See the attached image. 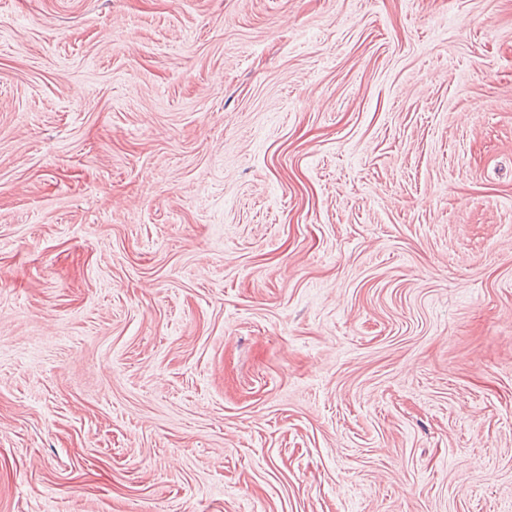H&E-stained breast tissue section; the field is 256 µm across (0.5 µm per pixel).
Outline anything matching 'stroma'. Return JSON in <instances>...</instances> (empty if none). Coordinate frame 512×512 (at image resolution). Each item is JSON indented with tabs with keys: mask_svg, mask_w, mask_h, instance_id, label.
Wrapping results in <instances>:
<instances>
[{
	"mask_svg": "<svg viewBox=\"0 0 512 512\" xmlns=\"http://www.w3.org/2000/svg\"><path fill=\"white\" fill-rule=\"evenodd\" d=\"M0 512H512V0H0Z\"/></svg>",
	"mask_w": 512,
	"mask_h": 512,
	"instance_id": "35a3bbf8",
	"label": "stroma"
}]
</instances>
